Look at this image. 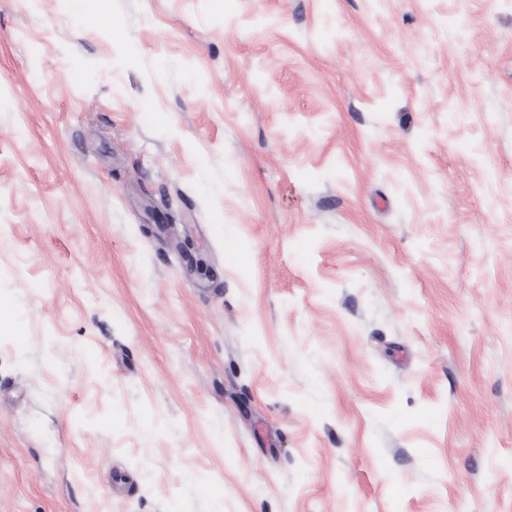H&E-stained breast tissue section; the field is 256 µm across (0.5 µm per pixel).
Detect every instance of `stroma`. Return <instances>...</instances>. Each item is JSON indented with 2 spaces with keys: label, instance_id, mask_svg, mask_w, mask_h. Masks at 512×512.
<instances>
[{
  "label": "stroma",
  "instance_id": "35a3bbf8",
  "mask_svg": "<svg viewBox=\"0 0 512 512\" xmlns=\"http://www.w3.org/2000/svg\"><path fill=\"white\" fill-rule=\"evenodd\" d=\"M0 320V512H512V5L0 0Z\"/></svg>",
  "mask_w": 512,
  "mask_h": 512
}]
</instances>
